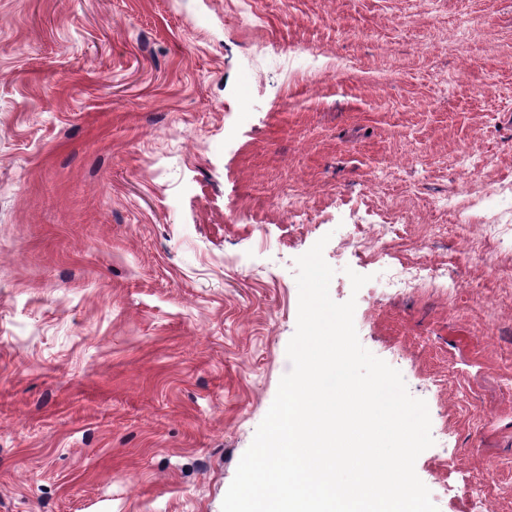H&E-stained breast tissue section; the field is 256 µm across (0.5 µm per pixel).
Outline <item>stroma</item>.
I'll return each instance as SVG.
<instances>
[{
    "label": "stroma",
    "mask_w": 512,
    "mask_h": 512,
    "mask_svg": "<svg viewBox=\"0 0 512 512\" xmlns=\"http://www.w3.org/2000/svg\"><path fill=\"white\" fill-rule=\"evenodd\" d=\"M322 238L439 512H512V0H0V512H221ZM437 270L424 266H402L390 269L386 279L385 288H392L398 292H408L411 288H419L422 284H428L433 288H448Z\"/></svg>",
    "instance_id": "35a3bbf8"
}]
</instances>
